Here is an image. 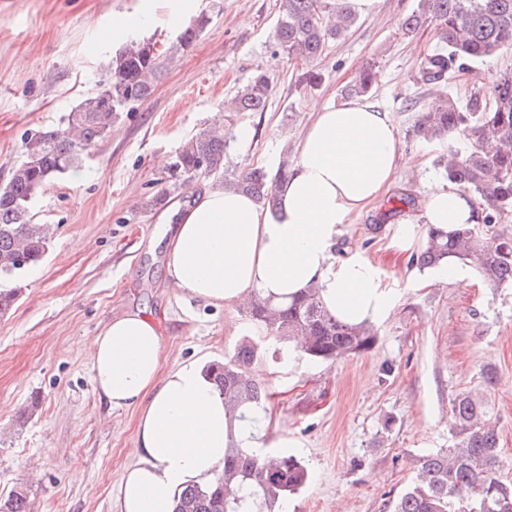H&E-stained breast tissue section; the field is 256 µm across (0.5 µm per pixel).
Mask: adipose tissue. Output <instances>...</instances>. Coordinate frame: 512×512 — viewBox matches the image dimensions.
Segmentation results:
<instances>
[{
  "label": "adipose tissue",
  "mask_w": 512,
  "mask_h": 512,
  "mask_svg": "<svg viewBox=\"0 0 512 512\" xmlns=\"http://www.w3.org/2000/svg\"><path fill=\"white\" fill-rule=\"evenodd\" d=\"M401 159L388 113L367 98L315 106L275 209L208 184L191 203L174 205L170 288L221 305L246 302L257 291L289 297L315 287L340 320L385 318L393 283L361 249L339 256L335 247L341 225L388 190ZM422 208L427 223L449 231L477 221L471 196L452 186L425 192ZM161 354V333L140 311L108 321L89 341L95 391L111 406L137 412L138 463L123 479L121 512H173L182 488L222 470L229 443L269 445L252 408L228 420L200 361L165 372Z\"/></svg>",
  "instance_id": "obj_1"
}]
</instances>
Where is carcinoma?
I'll return each instance as SVG.
<instances>
[{"label":"carcinoma","mask_w":512,"mask_h":512,"mask_svg":"<svg viewBox=\"0 0 512 512\" xmlns=\"http://www.w3.org/2000/svg\"><path fill=\"white\" fill-rule=\"evenodd\" d=\"M275 32L277 52L310 66L303 80L316 85L320 74L311 64L358 21L346 0H280ZM435 22L440 43L420 65L423 81L439 83L477 61H486L512 47V0H419L401 29L417 31ZM200 17L186 27L165 54L150 40L133 41L112 55L107 79L68 113L61 127L23 141V159L0 185V280L10 279L40 261L49 231L34 221L33 199L53 178L80 166L85 152L112 128L127 105L146 101L164 64L188 49L205 28ZM272 80L259 71L238 91L234 109L263 112ZM425 141L457 140L462 147L438 166L449 183L469 191L479 206V223L501 224L512 216V68L494 75L487 90L470 92L465 101L444 98L436 108L419 114L414 127ZM293 169L288 154L275 172L249 168L225 177V186L251 195L263 206H274L275 189ZM170 178L187 186L224 173V128L205 129L186 140L169 168ZM416 207V198L400 193L389 200V213ZM455 258L474 268L492 288L512 286V239L500 238L494 250L482 244L475 226L464 224L452 233L429 227L416 263L437 266ZM246 317L267 340L295 341L297 351L313 361L343 358L368 349L370 326L340 321L322 303L317 289L274 301L260 293L248 303ZM259 345L243 340L234 354L206 365L224 411L237 417L247 404L260 406L270 398L252 376ZM455 437L452 448L420 457L415 476L393 502L392 512H512V480L502 478L499 434L488 405L477 393L457 396L452 404ZM306 466L294 455L275 456L249 448L225 449L224 469L210 480L184 489L175 512H283L288 498L305 487ZM25 486L0 498V512H27Z\"/></svg>","instance_id":"cac0c4a2"}]
</instances>
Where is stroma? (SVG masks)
<instances>
[{
  "label": "stroma",
  "mask_w": 512,
  "mask_h": 512,
  "mask_svg": "<svg viewBox=\"0 0 512 512\" xmlns=\"http://www.w3.org/2000/svg\"><path fill=\"white\" fill-rule=\"evenodd\" d=\"M417 0H378L341 41L315 62L319 86L299 84L302 67L278 54L279 0H196L174 18L167 0H0V184L22 159L27 135L62 119L104 82L103 64L118 48L101 30L124 18L126 38L153 39L166 51L197 16L208 23L181 60L166 66L151 97L125 108L89 150L80 170L53 179L32 211L53 235L37 274L0 282L17 298L0 315V497L29 487L28 512H120V484L133 466L137 412L109 408L90 380L85 342L109 319L141 309L159 323L162 367L231 356L257 336L242 306L212 305L168 288L161 270L160 209L146 202L172 185L166 165L180 145L212 123L226 132L224 169L275 170L296 155L311 106L346 100L345 89L373 64L381 75L369 98L389 112L404 156L419 162L362 212L349 217L340 246H357L391 279L395 300L364 352L315 362L296 350L262 347L254 366L271 398L258 427L302 459L309 480L285 512H390L411 482L417 457L453 447L451 404L482 390L499 430L503 478L512 480V287H489L476 271L451 286L411 282L412 259L394 241L420 210L392 215L388 199L422 196L443 185L445 142L414 134L432 92L465 98L512 67V48L474 63L449 83L420 77L437 49L433 22L412 35L400 23ZM272 90L266 111L231 112L224 103L255 70ZM493 370L488 389L483 374Z\"/></svg>",
  "instance_id": "35a3bbf8"
}]
</instances>
